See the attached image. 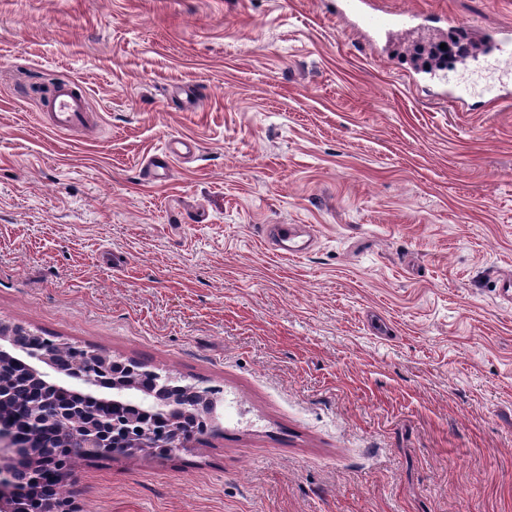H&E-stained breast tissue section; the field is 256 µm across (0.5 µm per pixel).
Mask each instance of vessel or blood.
<instances>
[{"label": "vessel or blood", "instance_id": "vessel-or-blood-1", "mask_svg": "<svg viewBox=\"0 0 512 512\" xmlns=\"http://www.w3.org/2000/svg\"><path fill=\"white\" fill-rule=\"evenodd\" d=\"M329 9L337 18L349 21L368 41H376L388 34L402 33L424 25V15L409 10H385L375 0H330ZM486 52L482 66L500 69L512 63V31L501 29L484 34ZM51 114V125L58 131L90 125L93 116L84 93L71 84L61 83L46 106Z\"/></svg>", "mask_w": 512, "mask_h": 512}]
</instances>
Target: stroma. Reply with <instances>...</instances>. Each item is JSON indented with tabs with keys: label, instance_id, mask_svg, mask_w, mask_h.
<instances>
[{
	"label": "stroma",
	"instance_id": "1",
	"mask_svg": "<svg viewBox=\"0 0 512 512\" xmlns=\"http://www.w3.org/2000/svg\"><path fill=\"white\" fill-rule=\"evenodd\" d=\"M325 2L0 0V321L224 390L78 512H512V103L426 57L512 0H378L436 21L377 46ZM62 82L92 129L45 123Z\"/></svg>",
	"mask_w": 512,
	"mask_h": 512
}]
</instances>
